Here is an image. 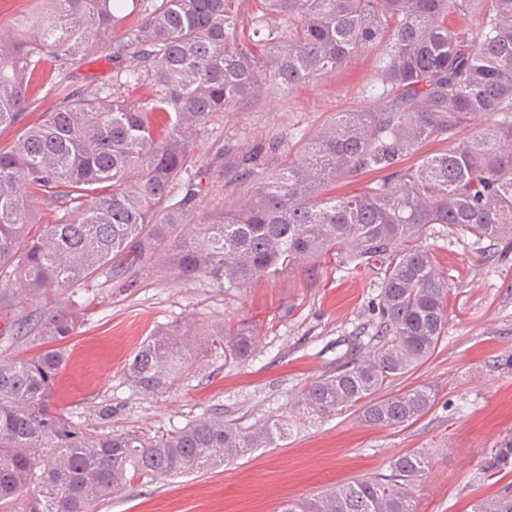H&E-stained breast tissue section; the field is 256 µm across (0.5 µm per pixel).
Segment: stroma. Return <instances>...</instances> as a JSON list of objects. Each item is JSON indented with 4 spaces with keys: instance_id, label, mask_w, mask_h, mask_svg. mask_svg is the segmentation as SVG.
<instances>
[{
    "instance_id": "stroma-1",
    "label": "stroma",
    "mask_w": 512,
    "mask_h": 512,
    "mask_svg": "<svg viewBox=\"0 0 512 512\" xmlns=\"http://www.w3.org/2000/svg\"><path fill=\"white\" fill-rule=\"evenodd\" d=\"M150 3L126 0L109 45L81 63L61 71L45 62L30 87L27 123L38 122L69 92L111 90V45L137 28ZM377 56L374 50L358 55L346 69L293 94L217 114L186 161L188 175L204 174L209 185L198 210L235 202L239 192L228 186L224 170L270 139L308 136L333 113L374 108L363 88ZM421 243L449 278L453 313L433 354L384 393L433 385L436 399L424 415L400 427H373L359 409L344 410L299 426L277 447L203 473L124 488L100 501L96 512H279L287 500L386 472L390 460L405 453L430 462L415 492L417 512H471L476 501L512 492V470L485 474L491 452L512 439V245H477L436 229ZM379 291L376 273L352 272L341 254L231 290L209 279H176L156 256L141 268L105 267L76 291L24 300L14 312L21 330L0 343V358L36 355L38 321L75 302L81 318L63 343L68 357L53 398L59 414L100 433L152 435L213 412L246 426L261 424L287 415L306 384L333 373L354 336L371 335ZM178 323L195 330L188 371L165 392L139 394L124 379L125 364L154 328ZM241 323L257 329V343L247 360L232 361L212 346L211 334Z\"/></svg>"
}]
</instances>
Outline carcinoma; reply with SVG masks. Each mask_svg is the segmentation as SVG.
Wrapping results in <instances>:
<instances>
[{
    "instance_id": "cac0c4a2",
    "label": "carcinoma",
    "mask_w": 512,
    "mask_h": 512,
    "mask_svg": "<svg viewBox=\"0 0 512 512\" xmlns=\"http://www.w3.org/2000/svg\"><path fill=\"white\" fill-rule=\"evenodd\" d=\"M252 36H239L245 0H155L139 26L112 45L114 84L149 80L156 95L134 101L71 92L0 149V313L19 297H48L86 281L110 261L129 267L158 247L172 275L244 288L294 272L334 252L354 267L381 262L378 324L371 356L356 344L336 372L312 380L293 419L244 428L203 414L166 434H98L51 409L65 362L59 342L75 332L76 306L47 317L33 358L0 359V512H95L134 481L200 473L272 448L300 423L345 408L364 422L398 427L434 403L419 385L380 399L448 332V277L418 241L440 225L476 242L512 240V0H259ZM121 0H35L17 35L0 38V128L23 121L29 87L50 57L68 68L105 42ZM288 20V30L276 22ZM381 48L365 93L370 112H338L300 136L294 157L270 170L237 166L246 196L233 208L193 213L202 182L182 180L187 155L217 112L291 92ZM135 62L122 66L124 59ZM490 124L463 140L471 118ZM429 141L448 143L415 168L405 157ZM381 177L345 196L336 179ZM183 196L175 199V190ZM66 200L56 224L34 230L44 197ZM186 332L160 326L125 365L136 391L168 389L187 367ZM224 357L243 361L256 329L214 332ZM512 466V440L488 459L492 476ZM429 461L393 458L388 473L338 484L280 512H415L413 492ZM472 512H512V494Z\"/></svg>"
}]
</instances>
